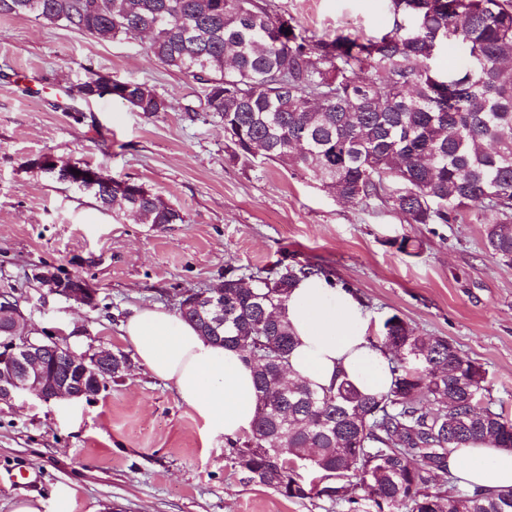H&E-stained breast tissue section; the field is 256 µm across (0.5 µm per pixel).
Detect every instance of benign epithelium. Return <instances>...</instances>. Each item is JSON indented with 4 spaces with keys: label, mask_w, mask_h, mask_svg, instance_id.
Returning a JSON list of instances; mask_svg holds the SVG:
<instances>
[{
    "label": "benign epithelium",
    "mask_w": 512,
    "mask_h": 512,
    "mask_svg": "<svg viewBox=\"0 0 512 512\" xmlns=\"http://www.w3.org/2000/svg\"><path fill=\"white\" fill-rule=\"evenodd\" d=\"M72 171L68 178L73 182L97 183L103 176L96 169L82 165H70ZM80 174H74V171ZM31 279L41 284L49 295L61 297L80 305L90 306L95 301V293L73 279H66L57 272L44 267L33 269ZM193 296L191 303L199 310L220 309L218 298L208 292ZM23 315L17 304L4 294L0 296V317L5 318L4 326L8 335L0 337V401L11 400L15 396L32 392L40 399L49 401L91 399L98 395L105 384L102 377L113 376L112 364L122 360L110 351H100L82 356L75 354L71 348L59 339L46 336L39 342L30 337L17 336L10 329V320ZM54 348L62 353L71 365V371L65 376L48 373L42 366L43 352Z\"/></svg>",
    "instance_id": "7a95c632"
}]
</instances>
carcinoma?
I'll return each instance as SVG.
<instances>
[{
    "label": "carcinoma",
    "instance_id": "obj_1",
    "mask_svg": "<svg viewBox=\"0 0 512 512\" xmlns=\"http://www.w3.org/2000/svg\"><path fill=\"white\" fill-rule=\"evenodd\" d=\"M391 29L371 37H319L269 0H0V14L33 16L100 40L143 31L161 64L203 86L186 119L224 127L234 160L282 163L336 197L378 200L406 224L485 225L486 248L512 263V0H387ZM452 46L465 63L436 66ZM112 99L154 116L168 103L150 86L112 79ZM115 184L109 188V184ZM80 188L133 224H182L145 185L104 180ZM330 278L310 262L256 276L224 273L221 314L177 313L201 335L253 365L256 416L229 439L249 483L289 499L353 509L359 495L389 512H512V493L457 491L449 450L487 441L512 448V418L484 401L475 361L447 340L393 316L371 344L389 358V391L366 395L342 381L280 391L294 340L283 309L295 284ZM381 451L370 462L367 449Z\"/></svg>",
    "mask_w": 512,
    "mask_h": 512
}]
</instances>
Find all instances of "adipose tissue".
<instances>
[{
    "mask_svg": "<svg viewBox=\"0 0 512 512\" xmlns=\"http://www.w3.org/2000/svg\"><path fill=\"white\" fill-rule=\"evenodd\" d=\"M285 315L295 341L286 377L322 390L349 380L361 392L386 393L389 357L372 346L368 318L354 294L312 276L299 281ZM139 363L173 389L213 435L234 439L255 417L253 368L241 352L199 335L159 306L132 310L121 326ZM448 469L469 490L512 492V448L475 442L453 449Z\"/></svg>",
    "mask_w": 512,
    "mask_h": 512,
    "instance_id": "ef3b65f1",
    "label": "adipose tissue"
}]
</instances>
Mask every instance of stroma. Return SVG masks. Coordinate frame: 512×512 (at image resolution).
Instances as JSON below:
<instances>
[{"label": "stroma", "mask_w": 512, "mask_h": 512, "mask_svg": "<svg viewBox=\"0 0 512 512\" xmlns=\"http://www.w3.org/2000/svg\"><path fill=\"white\" fill-rule=\"evenodd\" d=\"M276 13L332 36L391 28L385 0H271ZM141 36L100 41L29 16H0V286L14 285L28 327L80 354L129 355L122 377L92 400L0 403V512L19 500L56 512H340L244 481L223 436L134 360L121 323L132 307L177 309L182 288L213 290L226 268L248 275L309 261L348 283L369 337L399 316L448 339L486 372L495 406L512 415V266L484 245L482 224H406L380 202H345L279 163L232 161L224 129L191 122L199 86L147 54ZM147 84L168 102L153 117L109 97L85 101L89 73ZM80 162L144 184L184 221L132 224L90 192L50 179L31 159ZM49 265L81 274L94 306L44 294L29 276ZM36 472L33 487L13 482Z\"/></svg>", "instance_id": "35a3bbf8"}]
</instances>
